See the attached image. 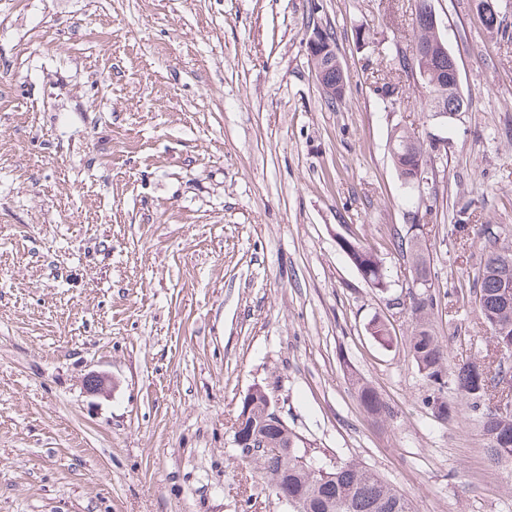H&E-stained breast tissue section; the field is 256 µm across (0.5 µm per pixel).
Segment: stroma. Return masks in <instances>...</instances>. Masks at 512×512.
<instances>
[{
    "label": "stroma",
    "instance_id": "1",
    "mask_svg": "<svg viewBox=\"0 0 512 512\" xmlns=\"http://www.w3.org/2000/svg\"><path fill=\"white\" fill-rule=\"evenodd\" d=\"M433 4L468 105L446 126L392 62L414 0H0V512H292L233 445L256 386L312 457L367 466L415 512H512V458L476 412L427 406L390 236L416 210L388 149L404 126L433 168L447 374L489 358L469 274L480 225L512 234V42L474 0ZM313 27L349 77L334 107ZM305 45L314 76L321 89L327 82L336 83V49L334 58H331L327 54L329 48L323 46L317 28L306 34ZM340 245L365 282L380 291L387 290L390 282L385 275L382 260L375 250L362 244L357 235L343 237ZM357 396L360 404L366 412L374 416H386L388 408L381 400L376 390L367 383H362L357 388Z\"/></svg>",
    "mask_w": 512,
    "mask_h": 512
}]
</instances>
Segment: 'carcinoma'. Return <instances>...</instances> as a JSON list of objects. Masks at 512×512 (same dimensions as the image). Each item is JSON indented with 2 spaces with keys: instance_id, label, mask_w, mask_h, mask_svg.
<instances>
[{
  "instance_id": "cac0c4a2",
  "label": "carcinoma",
  "mask_w": 512,
  "mask_h": 512,
  "mask_svg": "<svg viewBox=\"0 0 512 512\" xmlns=\"http://www.w3.org/2000/svg\"><path fill=\"white\" fill-rule=\"evenodd\" d=\"M419 143L415 134L405 129L390 139V144L395 146L390 151L392 164L403 185L413 182ZM483 234V251L472 274L474 304L489 328L493 344L497 345L512 339V295H504V289H512V262L499 261V232L487 224ZM392 240L409 266L411 283L420 279L433 280V261L426 240L397 231L393 232ZM340 245L365 282L380 291L389 287L382 260L375 250L362 244L356 235L342 238ZM435 306V296H426L424 290L416 289L410 306L415 326L409 349L420 374L441 388L445 385L448 354L430 325ZM505 379L512 388L509 370L501 369L499 364L492 366L478 362L461 366L456 382L473 407L484 401L492 404L483 416L482 430L492 455L512 458V412L503 414L495 405L496 381ZM357 396L369 414L379 417L388 414L385 403L369 384H360ZM247 410L254 431L263 434L275 446L284 442V431L270 418L265 395L259 394L252 399L244 397L240 412ZM256 464L262 469L268 490L275 495L286 493L297 499L302 512H412L411 502L404 494L358 463H342L325 469L323 476H314L306 453L297 447H288L281 455L262 457Z\"/></svg>"
}]
</instances>
